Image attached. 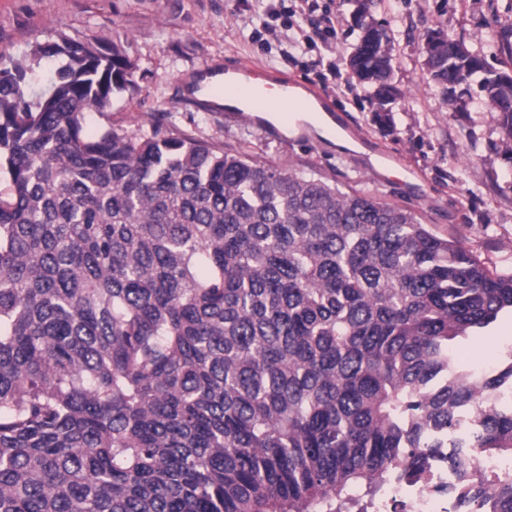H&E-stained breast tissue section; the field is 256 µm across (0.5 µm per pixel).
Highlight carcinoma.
Returning a JSON list of instances; mask_svg holds the SVG:
<instances>
[{"mask_svg":"<svg viewBox=\"0 0 512 512\" xmlns=\"http://www.w3.org/2000/svg\"><path fill=\"white\" fill-rule=\"evenodd\" d=\"M357 10L349 67L394 99ZM427 71L478 83L512 136V76L429 30ZM52 66L46 88L29 74ZM131 63L65 35L0 66V512H369L430 456L464 512H512V275L325 177L155 127L89 136ZM488 335L494 341L493 348L468 344L462 350L463 361L474 371H487L488 366L506 358L507 348L512 346V317L499 320L489 330Z\"/></svg>","mask_w":512,"mask_h":512,"instance_id":"cac0c4a2","label":"carcinoma"}]
</instances>
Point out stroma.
<instances>
[{
  "label": "stroma",
  "instance_id": "stroma-1",
  "mask_svg": "<svg viewBox=\"0 0 512 512\" xmlns=\"http://www.w3.org/2000/svg\"><path fill=\"white\" fill-rule=\"evenodd\" d=\"M357 6V0H336L335 45L309 49L304 62L335 60L343 78H350ZM369 13L391 37V83L398 96L391 111L377 112L368 91L356 98L327 93L346 124L339 141L301 134L274 112L247 121L198 104L194 73L240 60L311 84L277 50L251 40L244 0H0V53L20 59L35 42L60 34L106 41L130 61L131 75L106 111L87 113V134L135 135L159 124L282 171H313L342 190L412 212L437 234L462 237L489 270L512 274V139L478 85L446 101L428 76L423 50L426 30L438 29L482 53L492 70L512 71V0H372ZM489 334L493 347L463 349L474 371L505 358L512 317Z\"/></svg>",
  "mask_w": 512,
  "mask_h": 512
}]
</instances>
